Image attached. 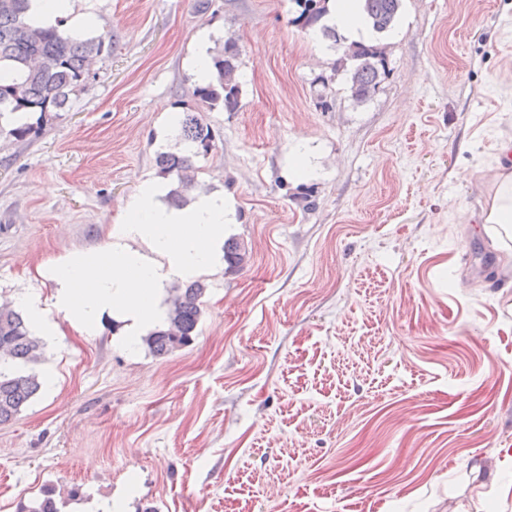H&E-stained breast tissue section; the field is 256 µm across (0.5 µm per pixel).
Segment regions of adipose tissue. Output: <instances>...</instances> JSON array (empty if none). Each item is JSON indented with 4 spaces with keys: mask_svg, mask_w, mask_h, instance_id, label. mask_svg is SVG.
<instances>
[{
    "mask_svg": "<svg viewBox=\"0 0 512 512\" xmlns=\"http://www.w3.org/2000/svg\"><path fill=\"white\" fill-rule=\"evenodd\" d=\"M27 19L40 27L61 20L88 29L95 25L93 14H74L73 0H29ZM500 155L482 221L507 249L512 247V139L502 143ZM162 194L159 183H144L124 219L113 224L106 248L79 252L45 268L53 288L50 298L28 294L22 299L38 335L58 336L64 321L80 334H96L117 317L124 322L126 346L136 348L163 322L170 284L223 262L229 221L223 195L202 194L174 209L162 204ZM136 241L146 244V251L133 249Z\"/></svg>",
    "mask_w": 512,
    "mask_h": 512,
    "instance_id": "1",
    "label": "adipose tissue"
}]
</instances>
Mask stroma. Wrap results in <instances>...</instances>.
Here are the masks:
<instances>
[{
	"label": "stroma",
	"mask_w": 512,
	"mask_h": 512,
	"mask_svg": "<svg viewBox=\"0 0 512 512\" xmlns=\"http://www.w3.org/2000/svg\"><path fill=\"white\" fill-rule=\"evenodd\" d=\"M75 9L112 54L65 111L0 114V299L49 297L46 262L107 242L185 112L249 261L200 274L173 355L117 319L45 342L54 386L0 425V512L73 484L62 512H512V256L479 222L512 138V0H402L389 76L358 106L335 75L327 110L337 55L295 0ZM230 35L239 107L211 110L194 52Z\"/></svg>",
	"instance_id": "1"
}]
</instances>
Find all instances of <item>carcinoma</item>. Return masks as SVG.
<instances>
[{
	"label": "carcinoma",
	"mask_w": 512,
	"mask_h": 512,
	"mask_svg": "<svg viewBox=\"0 0 512 512\" xmlns=\"http://www.w3.org/2000/svg\"><path fill=\"white\" fill-rule=\"evenodd\" d=\"M401 0H363L362 9L372 30L382 34L394 27ZM299 14L292 24L304 31L313 30L332 41L331 48L341 50L336 28L325 23L328 0H296ZM28 0H0V112H63L70 96L87 85V67L102 55L112 54V39L85 38L57 27H34L27 22ZM350 62L348 84L351 100L368 101L378 85L388 77L390 68L380 43L357 42ZM240 50L228 40L212 57L213 74L209 82L195 87L193 94L210 109L236 111L241 88L237 79ZM313 85L318 104L330 108L332 90L327 79L318 77ZM179 137L185 151L161 152L156 156L159 174L171 180L168 202L176 207L186 203L185 193L197 182L194 158L206 155L213 147L214 135L200 113L185 112L179 118ZM246 259L241 243H224V260L231 267ZM206 285L190 280L173 288L167 326L147 338L152 352L161 357L190 346L197 336L202 297ZM43 341L31 330L29 320L15 308L0 306V363L27 365L42 357ZM36 373H7L0 369V424L14 419L23 406L41 389ZM19 512H60L56 489L47 487L42 496Z\"/></svg>",
	"instance_id": "obj_1"
}]
</instances>
